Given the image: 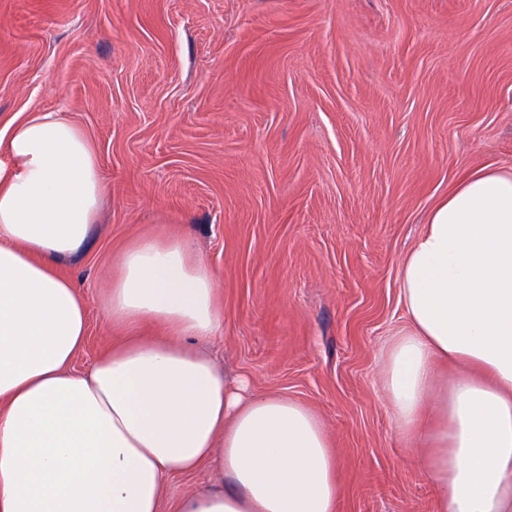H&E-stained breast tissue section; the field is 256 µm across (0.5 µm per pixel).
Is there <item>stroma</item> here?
<instances>
[{
  "mask_svg": "<svg viewBox=\"0 0 512 512\" xmlns=\"http://www.w3.org/2000/svg\"><path fill=\"white\" fill-rule=\"evenodd\" d=\"M59 110L106 186L60 267L89 313L73 370L166 337L112 324L103 286L138 238H184L217 276L204 349L321 418L336 512H438L378 351L431 208L512 168V0H0V139Z\"/></svg>",
  "mask_w": 512,
  "mask_h": 512,
  "instance_id": "1",
  "label": "stroma"
}]
</instances>
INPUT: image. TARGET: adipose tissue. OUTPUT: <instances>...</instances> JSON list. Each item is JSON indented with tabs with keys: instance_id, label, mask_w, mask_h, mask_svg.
I'll return each mask as SVG.
<instances>
[{
	"instance_id": "1",
	"label": "adipose tissue",
	"mask_w": 512,
	"mask_h": 512,
	"mask_svg": "<svg viewBox=\"0 0 512 512\" xmlns=\"http://www.w3.org/2000/svg\"><path fill=\"white\" fill-rule=\"evenodd\" d=\"M0 162V512H161L170 478L207 465L231 489L176 512H335L320 419L244 396L177 337L212 335L214 273L182 238L144 236L104 294L113 323L151 322L84 374L88 309L60 263L87 242L105 190L84 132L60 112L12 125ZM409 326L380 349L405 443L427 449L439 512H512V169L481 167L431 210L404 259ZM460 364L445 376L440 360Z\"/></svg>"
}]
</instances>
